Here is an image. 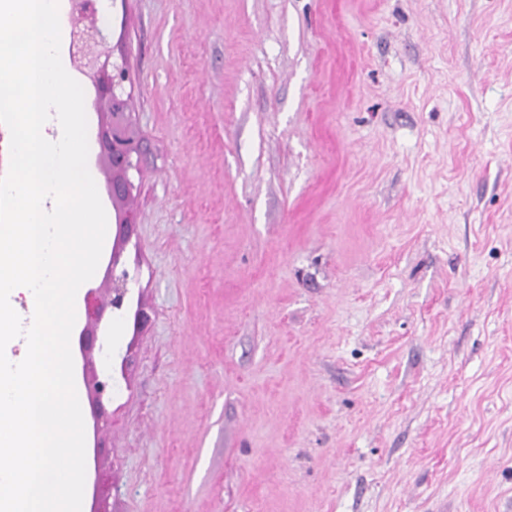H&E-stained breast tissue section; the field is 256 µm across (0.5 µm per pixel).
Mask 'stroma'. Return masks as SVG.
Masks as SVG:
<instances>
[{"label":"stroma","instance_id":"35a3bbf8","mask_svg":"<svg viewBox=\"0 0 512 512\" xmlns=\"http://www.w3.org/2000/svg\"><path fill=\"white\" fill-rule=\"evenodd\" d=\"M142 140L110 512H512V0H115Z\"/></svg>","mask_w":512,"mask_h":512}]
</instances>
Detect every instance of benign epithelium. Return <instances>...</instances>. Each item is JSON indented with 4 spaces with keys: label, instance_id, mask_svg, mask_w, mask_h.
<instances>
[{
    "label": "benign epithelium",
    "instance_id": "7a95c632",
    "mask_svg": "<svg viewBox=\"0 0 512 512\" xmlns=\"http://www.w3.org/2000/svg\"><path fill=\"white\" fill-rule=\"evenodd\" d=\"M73 63L95 89V107L99 110L97 163L106 174V193L115 215L117 234L112 254L105 270L106 287L91 288L85 297V323L79 332L78 350L82 361V379L92 407L94 430V458L106 453L102 433L109 424V413L104 400L112 394V377L100 375L95 355L112 358V348L99 337L104 313L112 308H123L129 294V274L116 273L123 244L134 234L131 208L132 182L130 171L135 168L132 158L139 153L140 143L132 133L128 112H114L112 105L127 97L124 83L127 79L126 58L115 54L107 36L97 25L98 11H89L83 2H71Z\"/></svg>",
    "mask_w": 512,
    "mask_h": 512
}]
</instances>
